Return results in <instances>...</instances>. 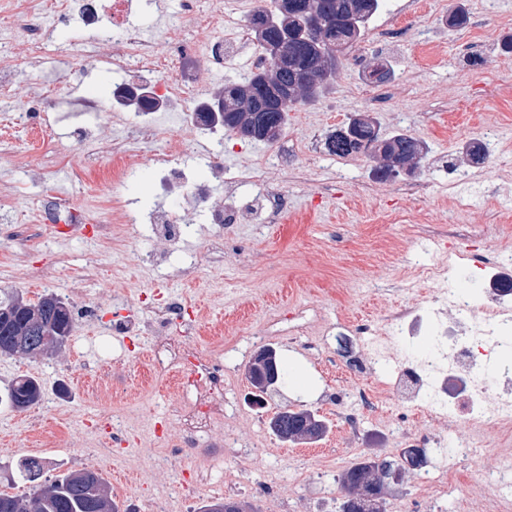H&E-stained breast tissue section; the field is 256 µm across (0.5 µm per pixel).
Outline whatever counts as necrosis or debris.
<instances>
[{"instance_id": "necrosis-or-debris-1", "label": "necrosis or debris", "mask_w": 512, "mask_h": 512, "mask_svg": "<svg viewBox=\"0 0 512 512\" xmlns=\"http://www.w3.org/2000/svg\"><path fill=\"white\" fill-rule=\"evenodd\" d=\"M133 7V0H97L92 8L86 7L83 0H56L51 7L41 5L39 0H24L15 28L43 54L48 50L45 38L51 23L65 22L73 10H80L89 25L106 19L101 40L120 36L121 49L103 55L96 44L85 43L80 47L82 56L104 60L116 74L134 70L156 76L154 97L159 101L191 102L196 96L194 80L187 74H174V60L160 55L152 42L129 25ZM184 7L197 26L216 33V40L204 51L212 62H223L225 49L251 44L248 24L241 20L230 0H210L204 9L196 0H184ZM511 295L512 282L507 280L491 285L478 306L467 297L448 293L454 311L448 318L436 319L430 358L426 361L410 352L424 323L420 304L402 306L381 322L353 328L355 335L373 337V364L394 363L395 370L383 386L404 394L410 414H423L437 421H461L468 428L453 448L436 446L437 463L431 471L430 488L442 492L454 488V473L461 460L475 451L477 436L492 432L504 440L512 437V375L494 364L499 334L512 322V304L507 301ZM173 320L180 321L182 329L179 335L154 346L153 367L172 379L178 391L191 393V400L177 402L171 412L181 427L184 445L196 448L201 433L224 418V363L215 352L194 345L196 327L186 320L185 308L179 301L166 303L151 316L159 329Z\"/></svg>"}]
</instances>
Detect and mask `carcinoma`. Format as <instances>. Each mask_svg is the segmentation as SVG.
<instances>
[{
    "label": "carcinoma",
    "instance_id": "carcinoma-1",
    "mask_svg": "<svg viewBox=\"0 0 512 512\" xmlns=\"http://www.w3.org/2000/svg\"><path fill=\"white\" fill-rule=\"evenodd\" d=\"M271 0V6L254 11L249 18L253 40L262 49L275 46L281 52V70L272 75L265 66L258 72L224 85L221 105L224 110V133L236 135L246 130V117L261 114L271 121L275 131L267 142L280 139L288 112L296 104L317 101L330 89L339 61L323 65L325 56L332 55V45L341 42L349 47L364 35L365 25L378 12L382 0ZM384 151L400 157L426 152L425 145L406 133H396L383 141ZM326 146L338 157L356 154V149L332 132ZM487 147L481 140L468 144L462 155L472 163L485 157ZM75 329L70 306L60 297L48 294L31 302L12 293L0 298V355L36 357L61 348ZM42 386L34 376L15 380L8 390L12 408L25 411L38 404ZM306 410L283 407L269 421L271 431L282 434L298 431ZM377 465L385 473L400 468L391 461L381 463L362 458L338 477L343 491L338 512H352L348 485L364 471ZM23 480L31 483L29 493L10 495L0 492V512H120L112 499L109 486L93 471H74L51 482H38L43 464L36 457H26L19 464ZM233 507L236 512H257L246 500L213 498L204 501L198 512H224Z\"/></svg>",
    "mask_w": 512,
    "mask_h": 512
}]
</instances>
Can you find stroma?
Instances as JSON below:
<instances>
[{
  "label": "stroma",
  "mask_w": 512,
  "mask_h": 512,
  "mask_svg": "<svg viewBox=\"0 0 512 512\" xmlns=\"http://www.w3.org/2000/svg\"><path fill=\"white\" fill-rule=\"evenodd\" d=\"M133 16L160 53L176 48V35L202 45L212 35L196 27L182 0H136ZM452 0H383L374 22L402 28L393 42L360 41L347 52L332 89L319 101L293 108L275 143L225 136L216 128L206 146L212 164L196 160V132L182 112L162 108L156 122L160 140L141 141L139 166L125 184L105 182L101 159L88 156L86 138L122 141L136 137L145 115L128 113L112 122L116 86L133 82L76 53V44L93 39L87 26L55 28L49 34L56 55L37 57L27 44L0 45L18 70L5 110L30 114L29 124L7 129L9 150L0 157V292H17L30 301L54 293L68 302L76 328L61 350L31 360L0 357V490L28 492L15 481L25 457L45 463L44 479L75 470L99 473L124 512H197L207 496L244 499L260 512H334L342 492L339 475L364 457L395 459L420 437L450 440L464 434L460 423L404 417L399 396L381 394L378 412L351 431L338 399H352L358 388L379 387L383 376L357 337L343 328L377 320L386 311L415 299L430 304L439 294L432 282H416L409 271L435 254L432 240L442 227L453 228L458 252L512 255V0H471L469 22L447 24ZM435 24H427L429 15ZM387 58L392 80L381 87L360 78L375 56ZM233 66L188 57L197 94L209 92L253 72L251 50H235ZM380 89L382 108L371 93ZM99 103L96 112L79 111L81 101ZM373 112L382 136L407 133L428 152L414 175L372 177L373 160L357 154L338 158L326 148L327 136L356 114ZM488 139L486 159L461 162L463 146ZM180 142L175 168L195 182L209 184L206 204L190 208L186 188L158 194L155 151ZM264 162L266 181L288 197V210L268 222L255 188L237 192L239 205L255 218L217 226L208 210L225 201L226 188L214 172L234 174ZM64 197L84 211L85 224H46L33 210L34 196ZM468 198L459 212L455 197ZM165 206L189 226L172 240L148 220ZM223 238L224 254L212 252ZM176 298L196 308L198 346L224 347V420L210 433L206 448L179 447L180 427L168 415L174 389L154 374L149 356L153 336L120 335L123 320L147 318L151 309ZM304 305L323 322L316 341L272 336L281 358L300 365L312 380L309 389L293 385L268 394L264 407L247 400V370L253 349H235L236 340L260 335L275 315ZM33 375L43 384L41 401L19 412L5 403L10 384ZM320 412L325 436L313 443L281 442L268 421L282 406ZM129 422L131 445L115 448L112 420ZM485 452L463 461L457 490L433 496L426 490L427 468L407 471L385 495L389 512H493V492L483 478L494 456L512 455V439L490 438ZM111 449L103 457V449ZM207 475L205 489L195 487Z\"/></svg>",
  "instance_id": "1"
}]
</instances>
